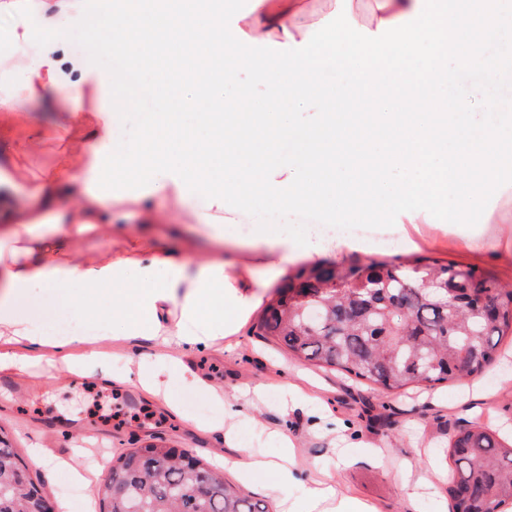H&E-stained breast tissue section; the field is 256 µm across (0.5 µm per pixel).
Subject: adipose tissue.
<instances>
[{"label": "adipose tissue", "instance_id": "adipose-tissue-1", "mask_svg": "<svg viewBox=\"0 0 512 512\" xmlns=\"http://www.w3.org/2000/svg\"><path fill=\"white\" fill-rule=\"evenodd\" d=\"M501 9L502 0H381L372 24L355 27L339 53L335 25L305 24V0H252L246 15L221 0H119V24L107 35L93 28L91 36L103 51H124L155 73L169 109L121 154L110 147L118 113L62 112L61 127L77 149L37 180L14 166L23 144L0 150V372L24 370L30 354L49 347L70 367L110 379L112 356L101 337L49 338L21 314L33 289L58 288L72 290L75 313L111 319V338L127 348L154 342L155 363L126 370L121 382L149 391L173 378L204 386L197 356L221 339L234 348L290 263L317 264L351 246L345 239L327 244L294 224L239 232L216 223L232 203L282 214L314 207L336 224L381 213L414 225L433 208L452 225L487 223L512 191V141L470 127L439 89L452 60L491 79L512 72V57L490 62L480 55ZM55 52L47 40L36 55L13 62L0 112L15 119L23 102L56 98L63 80ZM329 67L345 73L332 88L321 81ZM193 109L204 135L182 120ZM291 137L299 149L286 163L278 147ZM136 179L143 189L124 203L143 221L112 227L128 243L124 252L72 261L60 245L101 234L112 211L106 184ZM168 195L209 226L203 261H189L196 244L185 237L158 251L155 241L168 230L148 201ZM211 393L223 423L193 428L217 442L219 464L269 492L298 482L290 437L273 430L280 453L250 456L236 430L241 407L222 388ZM281 512L369 510L312 476L300 506L285 504Z\"/></svg>", "mask_w": 512, "mask_h": 512}]
</instances>
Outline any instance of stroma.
I'll return each mask as SVG.
<instances>
[{"label":"stroma","mask_w":512,"mask_h":512,"mask_svg":"<svg viewBox=\"0 0 512 512\" xmlns=\"http://www.w3.org/2000/svg\"><path fill=\"white\" fill-rule=\"evenodd\" d=\"M377 0H308L312 18L367 23ZM113 0H78L76 9L52 23L57 34V56L67 81L86 79L83 98L74 101L80 112H90L110 103L111 91L121 95L122 121L117 129L123 145L136 140L146 122L145 107L126 90L120 77L111 76L113 55L104 53L88 36L91 27L107 16ZM81 59L83 72L72 71V59ZM487 101L471 103L476 124L495 125L501 113H512V77L503 76L487 87ZM26 119L12 129L16 141L27 140L31 131L41 137L19 160L30 174L49 171L58 153L67 145L61 139L60 115L46 104L25 107ZM417 247L371 246L369 251L351 249L334 256L338 265L372 258L407 264L418 258L453 261L473 266L512 288V260L501 261L493 249L472 247L471 227L449 226L444 213L433 210L420 224ZM200 371L227 395H244L247 388L261 386L262 400H249L248 421L242 431L251 435L247 448L275 456L277 446L268 440L267 427L286 429L297 443V457L305 467L318 469L350 496L366 503L371 512H441L448 495L444 487L422 490L414 504H407L396 476L400 465L420 472L416 449L426 448L436 464L449 469L451 462L442 451L448 437L460 429L481 424L493 429L512 427V335L503 337L489 372L464 379L462 383L434 390L406 388L386 393L352 381L298 359L287 349L256 336L253 324L241 332V346L234 356L222 350L206 351ZM322 379L323 390L308 388L311 402L306 410L282 416L279 394L287 381L299 376ZM17 387L0 394V438L27 464L31 478L51 502L63 497L66 473L40 464L34 447L49 450L82 468L100 454H119L149 440L189 450L212 465V447L205 439L183 431L177 418L165 413L158 402L133 385L109 388L97 377L69 374L61 364L32 362L26 373L17 375ZM384 449L386 462L376 466L363 458V448ZM358 454L349 469L336 467L342 450Z\"/></svg>","instance_id":"1"}]
</instances>
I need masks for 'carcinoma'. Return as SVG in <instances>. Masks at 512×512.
<instances>
[{"mask_svg":"<svg viewBox=\"0 0 512 512\" xmlns=\"http://www.w3.org/2000/svg\"><path fill=\"white\" fill-rule=\"evenodd\" d=\"M257 335L299 358L384 391L433 389L482 373L512 333V289L454 262L333 263L302 268L276 289ZM451 512L512 505V439L474 424L448 439ZM27 466L0 441V512H42ZM209 496L197 492L200 482ZM99 512H268L185 450L148 442L112 461Z\"/></svg>","mask_w":512,"mask_h":512,"instance_id":"cac0c4a2","label":"carcinoma"}]
</instances>
